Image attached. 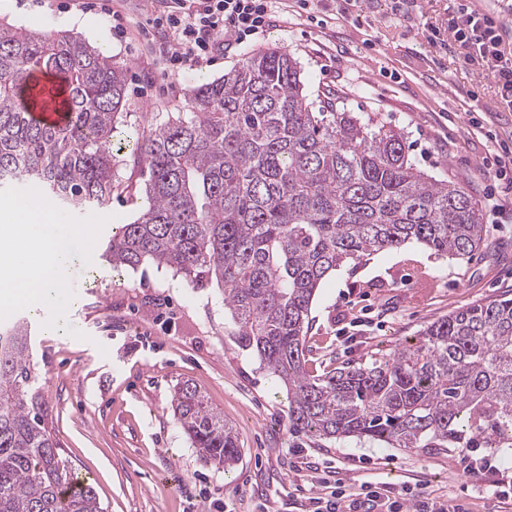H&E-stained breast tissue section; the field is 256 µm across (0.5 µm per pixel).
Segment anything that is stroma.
Listing matches in <instances>:
<instances>
[{
  "label": "stroma",
  "mask_w": 512,
  "mask_h": 512,
  "mask_svg": "<svg viewBox=\"0 0 512 512\" xmlns=\"http://www.w3.org/2000/svg\"><path fill=\"white\" fill-rule=\"evenodd\" d=\"M422 18L396 19L390 0H356L347 15L284 0L267 32L218 51L206 67L159 54L149 0H0V20L37 33L66 31L127 66V105L117 135L148 134L162 113L188 109L191 90L221 77L244 53L277 46L296 58L308 100L338 92L346 110L404 134L421 171L469 193L485 244L457 260L417 243L331 273L312 303L306 339L315 373L360 363L415 342L432 322L512 289V195L492 163L512 140L491 74L460 67L432 47L423 20L441 21L450 0H418ZM99 209L59 210L81 225L66 272L75 293L55 310L62 334L0 306V325L27 322L38 382L69 461L92 481L104 512H311L335 485L368 483L393 496L512 512V448L475 449L505 471L497 481L465 473L455 448H384L348 437L316 441L288 429V395L257 355L235 342L221 288H200L172 270H114L102 257L113 226L144 205L132 165ZM192 380L237 432L242 456L228 471L204 465L173 417L177 382Z\"/></svg>",
  "instance_id": "stroma-1"
}]
</instances>
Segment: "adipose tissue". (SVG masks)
<instances>
[{"instance_id": "ef3b65f1", "label": "adipose tissue", "mask_w": 512, "mask_h": 512, "mask_svg": "<svg viewBox=\"0 0 512 512\" xmlns=\"http://www.w3.org/2000/svg\"><path fill=\"white\" fill-rule=\"evenodd\" d=\"M14 224L0 234V304H26L39 309L54 288L59 272L71 257L70 247L48 242L39 225L46 220L43 206L16 207Z\"/></svg>"}]
</instances>
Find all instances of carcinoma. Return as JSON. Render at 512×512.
<instances>
[{
    "mask_svg": "<svg viewBox=\"0 0 512 512\" xmlns=\"http://www.w3.org/2000/svg\"><path fill=\"white\" fill-rule=\"evenodd\" d=\"M35 70L67 85L61 125L24 102ZM337 100L328 89L313 111L298 61L269 48L197 87L191 111L148 138L116 141L124 66L66 31L0 22V176L91 209L111 199L117 159L129 157L147 206L109 236L105 260L221 287L236 343L288 391L292 431L391 448H512V292L369 362L308 370L312 301L332 271L410 241L458 259L484 241L468 193L420 171L403 133L375 130ZM31 349L28 326L0 328V512H103L49 427ZM171 407L204 464L239 462L238 436L196 383H177Z\"/></svg>",
    "mask_w": 512,
    "mask_h": 512,
    "instance_id": "1",
    "label": "carcinoma"
}]
</instances>
